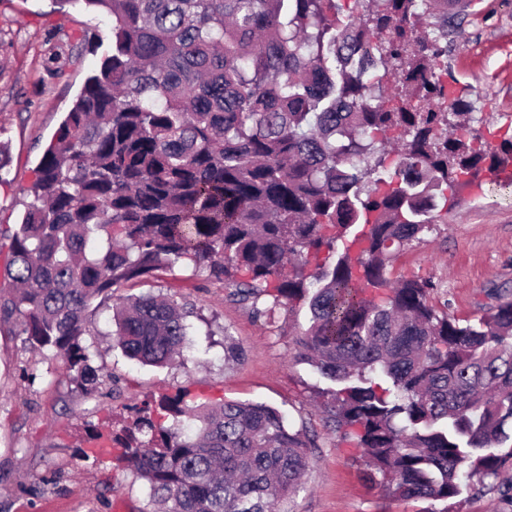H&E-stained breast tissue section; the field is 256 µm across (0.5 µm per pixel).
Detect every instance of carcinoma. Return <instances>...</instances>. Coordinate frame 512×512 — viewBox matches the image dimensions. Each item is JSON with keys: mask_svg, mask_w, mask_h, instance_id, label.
<instances>
[{"mask_svg": "<svg viewBox=\"0 0 512 512\" xmlns=\"http://www.w3.org/2000/svg\"><path fill=\"white\" fill-rule=\"evenodd\" d=\"M83 2L112 17V55L35 171L0 322L63 355L89 392L93 299L179 259L216 279L244 270L232 297L256 314L306 309L299 358L328 382L326 423L351 429L370 479L442 512L496 491L512 512V300L460 320L432 285L387 276L440 200L512 166V139L469 134V104L442 77L449 0H367L346 22L336 0ZM390 76L394 103L375 95ZM322 250L335 262L303 274ZM188 317L141 295L116 308L113 335L165 366L193 346ZM85 432L122 448L163 512H280L311 447L276 408L183 394Z\"/></svg>", "mask_w": 512, "mask_h": 512, "instance_id": "cac0c4a2", "label": "carcinoma"}]
</instances>
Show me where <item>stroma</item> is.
<instances>
[{"mask_svg": "<svg viewBox=\"0 0 512 512\" xmlns=\"http://www.w3.org/2000/svg\"><path fill=\"white\" fill-rule=\"evenodd\" d=\"M463 23L450 37L448 64L469 90L473 133L499 144L512 136V0H462ZM112 21L73 0H0V141L10 162L0 171V295L9 291L5 259L11 235L30 200L41 157L87 78L112 49ZM481 193L461 191L433 230L400 250L388 276L433 287L431 298L466 319L490 304L489 290L512 293V187L482 173ZM228 281L195 271L189 260L127 283L117 296L171 295L191 309L196 350L171 367L144 366L114 349L108 334L112 299L96 298L82 342L97 351L96 389L71 383L63 358L25 346L12 323H0V512H146L148 488L115 453L80 459L84 425L121 429L136 407L162 395L186 393L212 405L260 402L284 412L315 446L302 488L282 512H423L424 502L401 501L364 475L352 435L324 424L325 386L298 359L295 330L304 315L277 308L255 316L235 301ZM244 352L225 360L224 345ZM56 476L40 489L36 477ZM441 512L442 502L429 505Z\"/></svg>", "mask_w": 512, "mask_h": 512, "instance_id": "obj_1", "label": "stroma"}]
</instances>
